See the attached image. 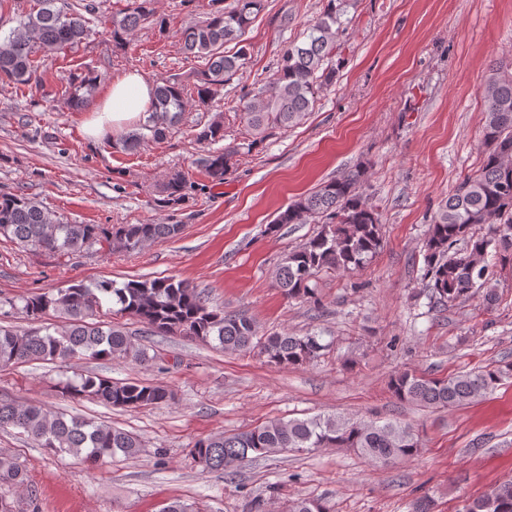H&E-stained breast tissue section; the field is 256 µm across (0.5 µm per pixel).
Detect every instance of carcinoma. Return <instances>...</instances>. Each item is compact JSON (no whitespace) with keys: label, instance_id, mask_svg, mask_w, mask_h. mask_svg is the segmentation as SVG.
<instances>
[{"label":"carcinoma","instance_id":"1","mask_svg":"<svg viewBox=\"0 0 512 512\" xmlns=\"http://www.w3.org/2000/svg\"><path fill=\"white\" fill-rule=\"evenodd\" d=\"M153 0H131L127 8L108 19L112 40L127 43L137 30L166 31L156 17ZM206 17L182 28L184 50L201 61L187 79L156 82L147 123L126 133L119 145L136 150L146 137L160 141L182 119L189 102L207 108L224 86L244 68L251 56L246 34L266 8V0H210ZM93 0L58 3L37 0V7L0 44V83L40 85L38 60L83 44L91 34ZM344 0H326L323 10L303 33L302 41L283 45L275 69L245 89L232 112L244 127L243 140L202 158L208 182L224 184L239 164L275 129L298 123L320 93L336 83L342 65L338 33L343 26ZM233 42L229 54L224 45ZM101 82L89 69L67 79L62 96L70 108L86 109ZM485 112L481 130L483 161L479 170L460 181L434 213L422 242L424 278L431 305L448 306L481 294L484 306L497 304L491 284L489 259L512 263V71L495 69L484 88ZM225 116L218 115L193 133L194 141L208 146L224 139ZM150 135H145V132ZM368 167L358 164L347 173L325 181L291 202L269 225L270 232L285 224L320 225L317 234L290 250L274 277V286L289 299L316 301V279L321 273L352 272L365 267L383 247L378 214L363 194ZM189 173L175 171L158 185L166 205L184 199ZM180 224H72L41 202L22 193L0 194V235L20 246L69 257L96 245L108 253L133 252L159 239H172ZM9 305L30 323L26 330L0 325V367L30 361L128 359L151 360L146 350L132 345L124 328L108 317L129 316L153 336H182L215 342L227 352L258 349L278 366H302L319 358L327 345L315 333L263 335L256 321L241 312L224 311L210 304L204 292L184 280L158 277L131 280L117 286L111 279L85 283L20 298ZM51 317L65 319L52 331ZM512 371L485 366L448 377L405 371L390 381L393 397L435 410L472 403L496 388ZM61 392L74 400H91L120 409H138L169 401L164 386L142 381L117 382L83 374L59 382ZM16 428L36 445L67 453L94 466L107 459L137 457L143 444L137 435L78 415L46 410L43 406L0 397V428ZM351 448L375 466L410 460L420 453L414 428L400 421L316 415L286 422L269 420L253 428L221 433L195 441L190 453L206 470L233 475L232 467L250 455L302 452L316 448ZM25 491L26 508L0 493V512H40L39 495L28 485L17 456L0 448V487ZM289 512H332L324 501L310 497L294 501ZM464 512H512V479L492 486L464 506Z\"/></svg>","mask_w":512,"mask_h":512}]
</instances>
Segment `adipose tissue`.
<instances>
[{"label":"adipose tissue","mask_w":512,"mask_h":512,"mask_svg":"<svg viewBox=\"0 0 512 512\" xmlns=\"http://www.w3.org/2000/svg\"><path fill=\"white\" fill-rule=\"evenodd\" d=\"M155 86L142 73L133 70L113 82L100 98L85 125L86 133L98 138L136 123L150 111Z\"/></svg>","instance_id":"obj_1"}]
</instances>
